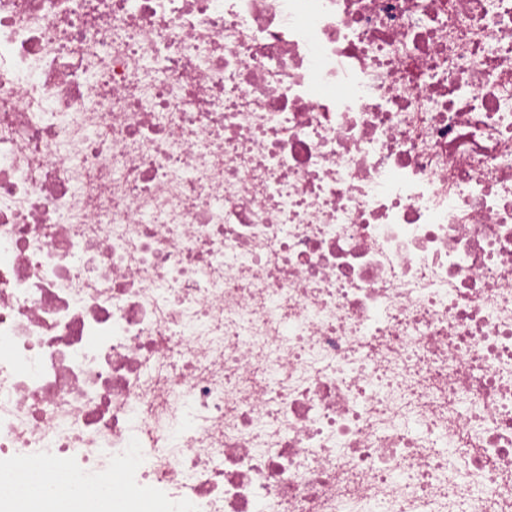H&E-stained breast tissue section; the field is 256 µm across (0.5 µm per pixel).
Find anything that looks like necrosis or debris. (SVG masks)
<instances>
[{"mask_svg": "<svg viewBox=\"0 0 512 512\" xmlns=\"http://www.w3.org/2000/svg\"><path fill=\"white\" fill-rule=\"evenodd\" d=\"M0 507L512 512V0H0Z\"/></svg>", "mask_w": 512, "mask_h": 512, "instance_id": "obj_1", "label": "necrosis or debris"}]
</instances>
